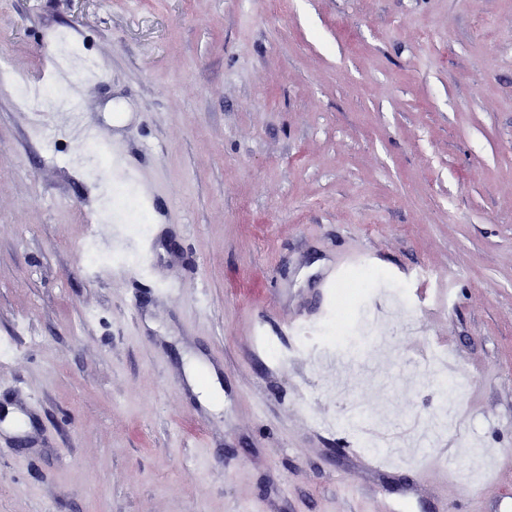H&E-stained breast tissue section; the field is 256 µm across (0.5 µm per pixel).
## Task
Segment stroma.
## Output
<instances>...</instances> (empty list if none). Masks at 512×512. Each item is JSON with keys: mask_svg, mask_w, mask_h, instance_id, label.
Wrapping results in <instances>:
<instances>
[{"mask_svg": "<svg viewBox=\"0 0 512 512\" xmlns=\"http://www.w3.org/2000/svg\"><path fill=\"white\" fill-rule=\"evenodd\" d=\"M67 35L102 78L70 91L153 190L158 273L87 265L111 166L70 161L16 82L59 78ZM360 255L390 348L336 359L276 342ZM420 267L413 306L397 269ZM0 412L31 443L0 456V512H495L512 498V0H0ZM448 356L457 384L428 366ZM217 371L203 407L181 360ZM398 440L375 475L356 408Z\"/></svg>", "mask_w": 512, "mask_h": 512, "instance_id": "obj_1", "label": "stroma"}]
</instances>
